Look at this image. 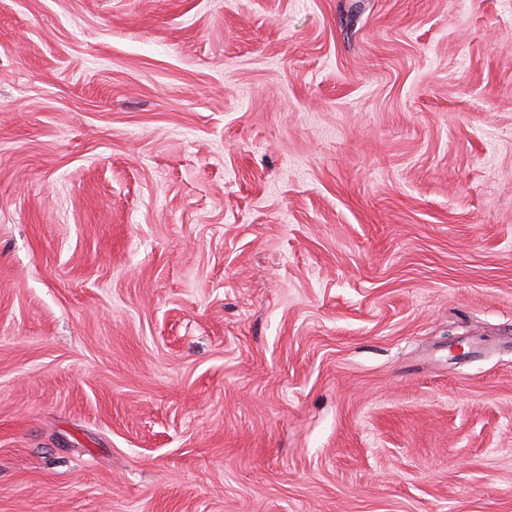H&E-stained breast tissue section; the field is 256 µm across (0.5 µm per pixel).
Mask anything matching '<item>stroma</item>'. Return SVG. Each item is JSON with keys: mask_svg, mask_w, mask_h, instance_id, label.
Instances as JSON below:
<instances>
[{"mask_svg": "<svg viewBox=\"0 0 512 512\" xmlns=\"http://www.w3.org/2000/svg\"><path fill=\"white\" fill-rule=\"evenodd\" d=\"M0 512H512V0H0Z\"/></svg>", "mask_w": 512, "mask_h": 512, "instance_id": "obj_1", "label": "stroma"}]
</instances>
